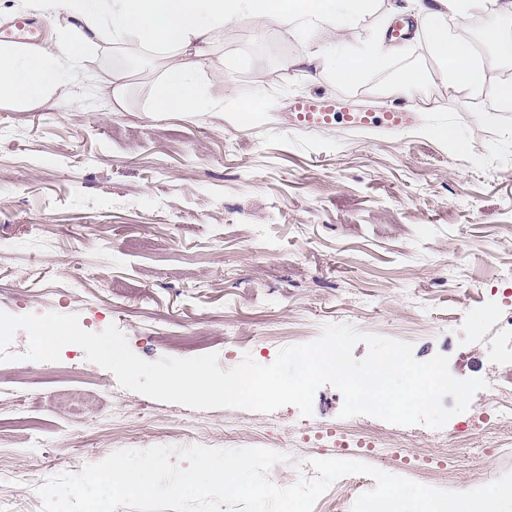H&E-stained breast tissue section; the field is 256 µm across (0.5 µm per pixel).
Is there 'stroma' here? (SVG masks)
<instances>
[{"mask_svg": "<svg viewBox=\"0 0 512 512\" xmlns=\"http://www.w3.org/2000/svg\"><path fill=\"white\" fill-rule=\"evenodd\" d=\"M305 46L285 27L255 40L224 28L200 69L220 112H150L160 70L144 62L128 107L113 111V63L105 44L73 70L68 95L33 108L0 107V310L75 313L99 332L116 325L132 351L154 361L215 352L228 369L244 353L266 365L282 347L317 338L329 324L413 343L416 359L442 353L460 379H491L512 358L493 295H512V109L468 112L462 99L423 91L416 123L395 133L285 128L293 98L353 100L391 108L386 87L406 69L437 72L425 48L366 72L354 85L293 66ZM223 69L224 80L212 77ZM79 96L80 112L69 98ZM263 98L245 115L240 105ZM453 128V138L435 129ZM193 327L205 342L168 338ZM342 396L318 389L312 430L349 428ZM42 419L40 444L15 432L0 441V481L28 475L12 512H40L36 488L119 449L284 444L276 484L298 479L296 462L330 459L295 447L302 419L198 410L122 389L115 376L67 347L57 362L0 368V419ZM477 428L458 458L456 488L512 471V452L492 451Z\"/></svg>", "mask_w": 512, "mask_h": 512, "instance_id": "stroma-1", "label": "stroma"}]
</instances>
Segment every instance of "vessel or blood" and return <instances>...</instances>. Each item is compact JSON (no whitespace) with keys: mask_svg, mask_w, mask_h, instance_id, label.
I'll return each mask as SVG.
<instances>
[{"mask_svg":"<svg viewBox=\"0 0 512 512\" xmlns=\"http://www.w3.org/2000/svg\"><path fill=\"white\" fill-rule=\"evenodd\" d=\"M413 113L398 108L387 112H344L331 103L314 99L296 100L287 116L288 125L294 129L318 130L341 124L353 130L371 126L400 131L409 126Z\"/></svg>","mask_w":512,"mask_h":512,"instance_id":"b4317fda","label":"vessel or blood"}]
</instances>
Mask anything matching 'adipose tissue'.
<instances>
[{
  "label": "adipose tissue",
  "instance_id": "obj_1",
  "mask_svg": "<svg viewBox=\"0 0 512 512\" xmlns=\"http://www.w3.org/2000/svg\"><path fill=\"white\" fill-rule=\"evenodd\" d=\"M43 10L69 23L44 44H0V106L30 108L66 94L64 72L81 67L103 39L149 54L162 81L156 112H220L199 78L225 25L247 22L256 38L271 26L299 32L304 65L342 84L387 66L396 48L381 31L352 44L348 34L375 8V0H40ZM422 27L441 79L483 111V97L512 105V0H391L383 26L403 16ZM480 20V41L448 35L449 21Z\"/></svg>",
  "mask_w": 512,
  "mask_h": 512
}]
</instances>
